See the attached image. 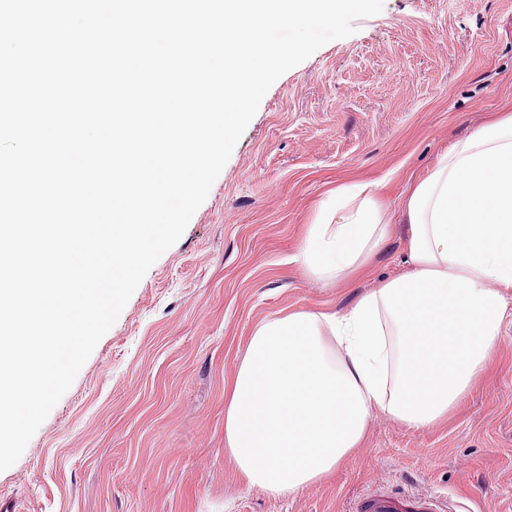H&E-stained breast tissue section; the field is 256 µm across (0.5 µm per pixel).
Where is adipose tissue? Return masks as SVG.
Masks as SVG:
<instances>
[{
	"label": "adipose tissue",
	"mask_w": 512,
	"mask_h": 512,
	"mask_svg": "<svg viewBox=\"0 0 512 512\" xmlns=\"http://www.w3.org/2000/svg\"><path fill=\"white\" fill-rule=\"evenodd\" d=\"M380 184L337 188L306 228L315 277H349L386 239ZM408 272L345 312L295 310L252 332L224 394L225 452L248 487L294 494L348 462L380 414L423 429L457 411L512 313V113L454 142L411 188Z\"/></svg>",
	"instance_id": "adipose-tissue-1"
}]
</instances>
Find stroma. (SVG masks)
<instances>
[{
  "mask_svg": "<svg viewBox=\"0 0 512 512\" xmlns=\"http://www.w3.org/2000/svg\"><path fill=\"white\" fill-rule=\"evenodd\" d=\"M278 78L179 240L148 270L20 459L16 512H353L422 486L512 512V319L464 406L414 430L376 415L336 474L293 495L248 488L224 452V387L263 319L346 310L406 271L411 186L484 119L512 113V0H384ZM382 181L384 246L351 278L297 259L336 187Z\"/></svg>",
  "mask_w": 512,
  "mask_h": 512,
  "instance_id": "1",
  "label": "stroma"
}]
</instances>
